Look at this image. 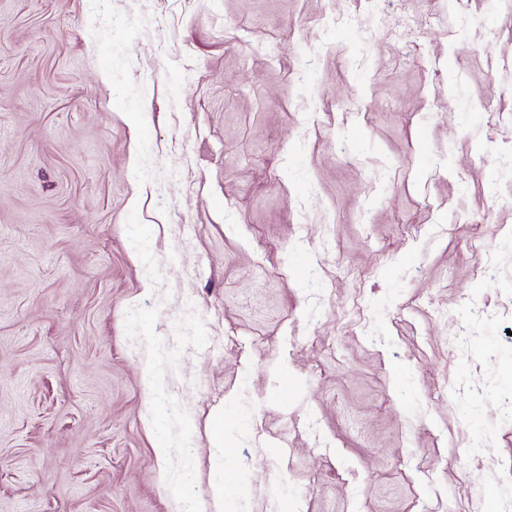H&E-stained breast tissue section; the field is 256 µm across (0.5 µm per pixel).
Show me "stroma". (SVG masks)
<instances>
[{
  "mask_svg": "<svg viewBox=\"0 0 512 512\" xmlns=\"http://www.w3.org/2000/svg\"><path fill=\"white\" fill-rule=\"evenodd\" d=\"M221 479L512 503V0H0V512Z\"/></svg>",
  "mask_w": 512,
  "mask_h": 512,
  "instance_id": "35a3bbf8",
  "label": "stroma"
}]
</instances>
